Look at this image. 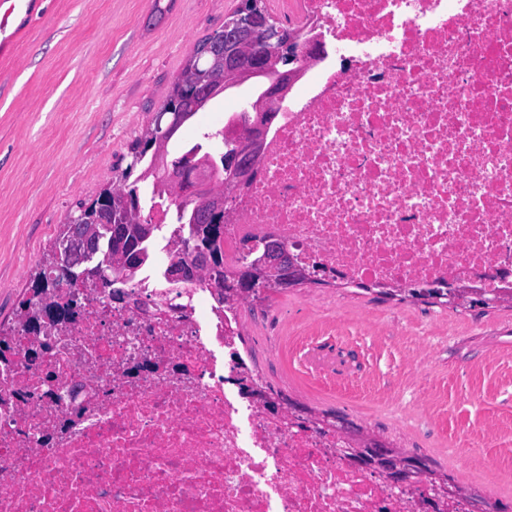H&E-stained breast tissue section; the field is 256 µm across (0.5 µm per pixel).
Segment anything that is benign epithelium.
Returning <instances> with one entry per match:
<instances>
[{"mask_svg": "<svg viewBox=\"0 0 512 512\" xmlns=\"http://www.w3.org/2000/svg\"><path fill=\"white\" fill-rule=\"evenodd\" d=\"M269 53V60L288 61V67L282 69L275 81L260 86L259 101L248 99L241 101L244 112L255 113L254 122L241 126L232 121L227 127V136L232 141V149L224 157V167L231 172L232 178L225 184L224 191L217 192L211 188L204 168L213 163L205 156L185 165L171 162L165 167L166 179L176 187L177 192L192 198L203 200L188 216V223L199 226L210 216L224 212V206L232 200L239 183L249 179L252 169L261 156L264 137L270 121L266 104L280 106L288 96L300 72V63L319 54V47L313 42L303 41L296 32H291L278 22L261 6V0H241L236 11L224 20V47L218 48L210 43L200 53H220L224 57V77L218 79V85L208 84L196 91L200 99H208L239 85L243 80L263 74L264 57L256 54L258 46ZM186 119L181 112H158L155 114V127L158 138H165L180 127ZM86 217L71 221V237L83 242L84 249L79 262L90 263L98 255L95 240L85 228ZM190 259L170 262L167 274L173 281L191 277L193 271L203 270L213 273L221 268V256L209 247L200 244L199 231H194L185 243ZM326 281L321 270L313 266H300L288 257L281 243L271 238L263 249L261 256L249 263L227 283L224 298L230 300H248L264 296L274 289L286 290L316 285ZM54 289L41 293L42 301L35 307L19 312L17 319L25 325L43 329L51 323L48 309L55 307L52 296ZM480 292L466 285H458L448 291V303L461 305L470 301L471 296ZM360 443L370 449L367 462L383 471L394 486H402L413 481L417 476L415 463L386 448L375 447V440L366 438Z\"/></svg>", "mask_w": 512, "mask_h": 512, "instance_id": "obj_1", "label": "benign epithelium"}]
</instances>
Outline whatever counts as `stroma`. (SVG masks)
Returning <instances> with one entry per match:
<instances>
[{
  "mask_svg": "<svg viewBox=\"0 0 512 512\" xmlns=\"http://www.w3.org/2000/svg\"><path fill=\"white\" fill-rule=\"evenodd\" d=\"M239 3L28 0L0 55V324L32 296L62 225L119 184L186 59ZM240 98L227 91L180 138L223 127ZM243 317L261 377L290 403L423 460L476 512L512 510V305L389 299L333 282L274 293Z\"/></svg>",
  "mask_w": 512,
  "mask_h": 512,
  "instance_id": "stroma-1",
  "label": "stroma"
}]
</instances>
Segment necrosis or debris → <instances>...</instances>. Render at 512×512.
Masks as SVG:
<instances>
[{
	"instance_id": "4bbe7bcc",
	"label": "necrosis or debris",
	"mask_w": 512,
	"mask_h": 512,
	"mask_svg": "<svg viewBox=\"0 0 512 512\" xmlns=\"http://www.w3.org/2000/svg\"><path fill=\"white\" fill-rule=\"evenodd\" d=\"M288 21L325 52L226 207L224 273L273 236L335 282L512 290V0H292ZM163 278L62 289L69 327L5 335L0 512H472L266 406L241 302Z\"/></svg>"
}]
</instances>
